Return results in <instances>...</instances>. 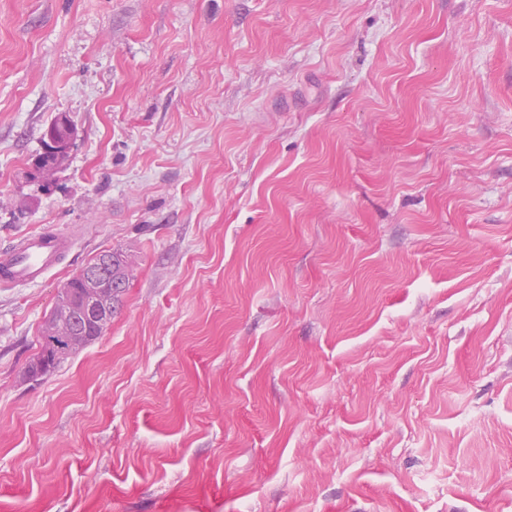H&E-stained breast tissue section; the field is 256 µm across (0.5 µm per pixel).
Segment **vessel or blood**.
I'll return each mask as SVG.
<instances>
[{
  "mask_svg": "<svg viewBox=\"0 0 512 512\" xmlns=\"http://www.w3.org/2000/svg\"><path fill=\"white\" fill-rule=\"evenodd\" d=\"M74 235L45 229L25 235L0 250V284L17 286L44 280L65 260Z\"/></svg>",
  "mask_w": 512,
  "mask_h": 512,
  "instance_id": "obj_1",
  "label": "vessel or blood"
}]
</instances>
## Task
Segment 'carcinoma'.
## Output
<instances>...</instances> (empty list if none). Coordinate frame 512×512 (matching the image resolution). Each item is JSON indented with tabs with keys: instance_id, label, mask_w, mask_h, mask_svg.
<instances>
[{
	"instance_id": "cac0c4a2",
	"label": "carcinoma",
	"mask_w": 512,
	"mask_h": 512,
	"mask_svg": "<svg viewBox=\"0 0 512 512\" xmlns=\"http://www.w3.org/2000/svg\"><path fill=\"white\" fill-rule=\"evenodd\" d=\"M129 282V265L122 253L112 252V297L99 316L88 317L82 307L87 281L82 274L69 279L63 287L68 296L58 298L40 334V345L55 344V357L40 366L45 375L53 373L62 362L100 338L117 313L119 296Z\"/></svg>"
}]
</instances>
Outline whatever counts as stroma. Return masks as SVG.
Masks as SVG:
<instances>
[{
    "label": "stroma",
    "instance_id": "35a3bbf8",
    "mask_svg": "<svg viewBox=\"0 0 512 512\" xmlns=\"http://www.w3.org/2000/svg\"><path fill=\"white\" fill-rule=\"evenodd\" d=\"M48 228L0 512H512V0H0V249ZM106 250L117 315L28 378ZM58 117L52 120L56 123ZM75 136V129L73 124L68 118L61 119L53 126H49L46 133V144L44 152L37 158L35 162V169L39 171L48 165L55 162H60L66 155L70 148Z\"/></svg>",
    "mask_w": 512,
    "mask_h": 512
}]
</instances>
